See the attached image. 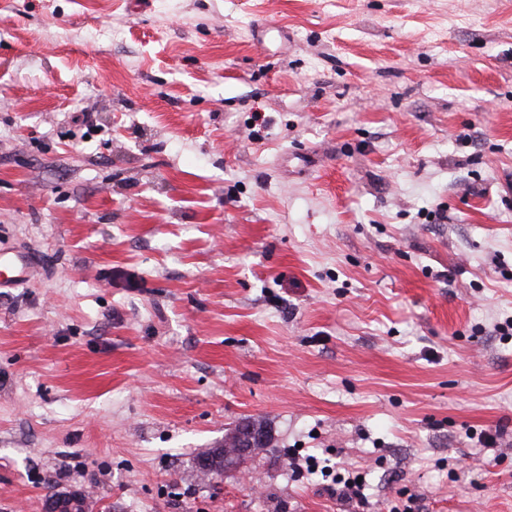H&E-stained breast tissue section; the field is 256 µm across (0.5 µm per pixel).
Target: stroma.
Masks as SVG:
<instances>
[{
    "mask_svg": "<svg viewBox=\"0 0 512 512\" xmlns=\"http://www.w3.org/2000/svg\"><path fill=\"white\" fill-rule=\"evenodd\" d=\"M1 245L0 512H512V0H0ZM35 270L29 256L10 249H0V288L25 282ZM247 421L254 428H256L259 432L264 433V435L267 438L266 446L263 447V449L261 447H258V445L264 443V438L256 433H254L252 431V429H245L244 428L245 422H241V424L238 427L239 430L236 432V442L234 445L235 448L232 452H228V456L224 458V466H226V469L228 471H235V468H236L235 461L233 460V462L230 463L228 461L229 458L235 457L237 455H247L248 453L253 451L254 448H257L256 452L261 449L263 451V450H265V448H268L270 445L271 435H270L269 431L260 423H256V422H253L250 420H247ZM256 452L249 458H246L244 460V464L245 463L247 464V462L249 460H252V458L256 454ZM224 466H219V467L215 468L214 470L210 471L209 473H203V474L213 475L212 477H214V476L215 477H223L224 473H225ZM321 472L326 478L331 477L332 484L336 486V496L340 502L358 508H365L368 504L365 482L358 471L345 467L332 468L326 465L321 467ZM358 477H361L360 483H357Z\"/></svg>",
    "mask_w": 512,
    "mask_h": 512,
    "instance_id": "35a3bbf8",
    "label": "stroma"
}]
</instances>
